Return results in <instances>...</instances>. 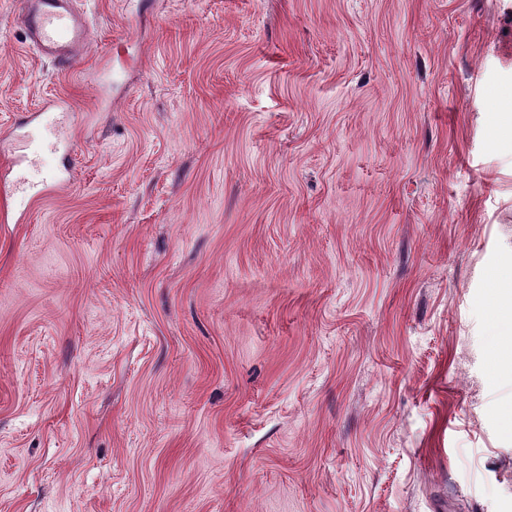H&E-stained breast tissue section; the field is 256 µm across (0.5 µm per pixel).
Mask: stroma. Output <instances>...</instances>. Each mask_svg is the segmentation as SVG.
<instances>
[{"label":"stroma","instance_id":"1","mask_svg":"<svg viewBox=\"0 0 512 512\" xmlns=\"http://www.w3.org/2000/svg\"><path fill=\"white\" fill-rule=\"evenodd\" d=\"M79 4L0 0V512H512V0ZM75 0H21L25 39L43 60L62 72L76 62L88 31L87 18Z\"/></svg>","mask_w":512,"mask_h":512}]
</instances>
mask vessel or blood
<instances>
[{"instance_id":"vessel-or-blood-1","label":"vessel or blood","mask_w":512,"mask_h":512,"mask_svg":"<svg viewBox=\"0 0 512 512\" xmlns=\"http://www.w3.org/2000/svg\"><path fill=\"white\" fill-rule=\"evenodd\" d=\"M75 0H21L25 39L41 59L69 71L84 44L87 18Z\"/></svg>"}]
</instances>
